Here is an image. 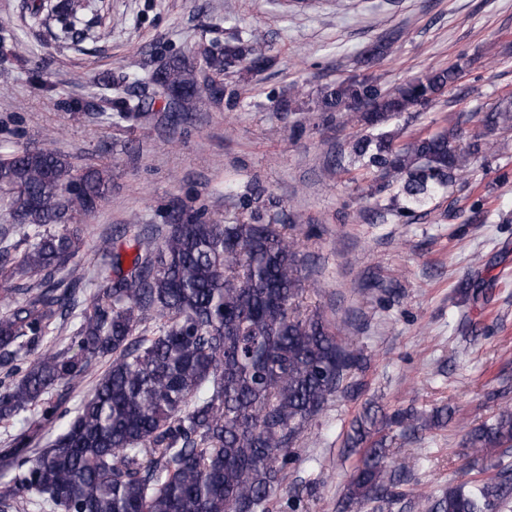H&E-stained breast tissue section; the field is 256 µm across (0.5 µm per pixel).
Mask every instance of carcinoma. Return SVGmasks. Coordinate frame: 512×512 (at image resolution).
I'll list each match as a JSON object with an SVG mask.
<instances>
[{
	"instance_id": "1",
	"label": "carcinoma",
	"mask_w": 512,
	"mask_h": 512,
	"mask_svg": "<svg viewBox=\"0 0 512 512\" xmlns=\"http://www.w3.org/2000/svg\"><path fill=\"white\" fill-rule=\"evenodd\" d=\"M38 21L56 14L61 33H82L80 0H34ZM262 35L254 31L219 46L200 43L191 56H170L136 80L138 90L114 85L97 115L144 125L157 110L182 120L236 90L224 73L242 63L270 65ZM459 69L433 70L395 90L368 78L323 87L320 112H358L377 129L410 108L431 102L456 82ZM492 128L512 129V107L484 117ZM457 126L400 145L379 132L352 146L354 162L400 185L404 200L420 205L431 193L469 175L471 159L496 152L493 141L456 145ZM107 200L103 170L78 169L50 145L0 151V208L28 227L27 247L12 261L10 278H30L22 302L0 314V422L35 409L37 415L0 448V464L13 473L0 489V512H272V497L288 495L297 512L300 491L288 486L286 466L301 434L361 367L357 350L343 344L323 315H302L306 290L298 240L287 224L265 221L243 206L230 224L209 222L204 210L173 204L164 214L166 235L155 243L134 239L131 256L112 243L103 249L104 288L93 297L69 343L40 347L57 317L71 307L84 275L74 259L82 245L76 215ZM65 229L52 233L47 226ZM66 270L69 282H53ZM38 351L30 362L23 355ZM109 367L74 409L69 395L93 371ZM404 438L415 436L411 409L386 417ZM59 432L39 447L45 430ZM375 415L356 422L353 445L371 436ZM473 462L488 448H512V406L468 433ZM374 441L359 452L345 495L349 503L392 509L405 499L401 479L384 464ZM512 499V469L487 480L448 487L423 497L426 512H502Z\"/></svg>"
}]
</instances>
